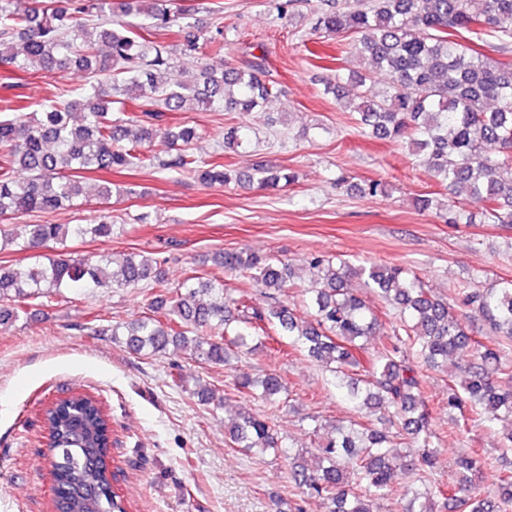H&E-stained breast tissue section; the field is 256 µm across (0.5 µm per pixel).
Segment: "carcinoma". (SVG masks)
Masks as SVG:
<instances>
[{"label":"carcinoma","instance_id":"1","mask_svg":"<svg viewBox=\"0 0 512 512\" xmlns=\"http://www.w3.org/2000/svg\"><path fill=\"white\" fill-rule=\"evenodd\" d=\"M0 0V63L18 70L78 68L89 81L77 91L64 90L53 103L29 112L19 105L0 119V218L47 213L74 205L85 196L86 174L110 173L142 165V144L161 136L177 152L159 161L163 171L190 175L207 186L224 185L232 175L224 164L204 161L191 145L197 129L175 131L144 127L128 139L134 118L113 109L123 99L147 102L169 112L199 107L234 112H262L274 85L262 80L263 58L219 72L200 66L194 83L173 74L170 46L158 40L175 32L188 52L220 55L224 30L187 21L184 10L163 0ZM314 29L353 38L351 50L368 68L384 70L390 81L379 90L367 76L336 73L333 91L355 115L363 135L407 145L411 155L450 195L481 204L485 224L512 228V63L498 61L478 46L495 40L512 43V0H367L352 10L346 0H322ZM136 13L143 22L123 17ZM249 126L228 133L224 144L248 143ZM261 182L277 186L294 181L281 169L261 168ZM112 216H93L82 224H10L0 228V242L34 251L71 238L109 239ZM217 266L247 274L256 287L269 290L264 307L246 296L233 297L224 281L192 275L175 288L165 287L164 261L133 253L117 264L108 255L74 257L58 253L22 269L0 265V328L47 307L62 290L137 288L154 285L151 314L119 328L127 347L138 355L157 356L187 343L200 362L227 365L258 347L274 350L279 338L328 368L347 384L349 396L368 410L370 420L323 423L312 418L317 448L294 453L266 414L244 411L225 432L226 443L243 455L257 452L286 456L288 478L301 499L319 500L327 512H376L373 505L393 495L399 475L412 473L426 482L433 456L412 454L394 465V442L406 447L430 445L432 408L421 393L423 367L448 371V361L468 350L473 361L464 369L462 388L448 384V411L468 403L494 415L512 417V359L504 345L474 337L487 332L512 340V281L487 288H464L459 304L470 310L471 327L451 311L448 297L426 288L398 265L372 264L352 269L334 265L321 254L310 257L316 278L305 293L313 312L306 319L284 299L295 278L283 259L246 250L219 252ZM366 276L365 286L400 312L399 323H385L365 299L347 287L352 275ZM372 336L380 346L369 347ZM234 390L278 403L286 393L281 376L239 373ZM55 443L57 482L67 490L68 512H126L112 492L111 477L99 463L108 451L109 420L86 395H74L44 412ZM452 498L437 490L442 502L415 493L403 512H512V462L498 476L499 494L481 492L483 466L471 451L455 458Z\"/></svg>","mask_w":512,"mask_h":512}]
</instances>
